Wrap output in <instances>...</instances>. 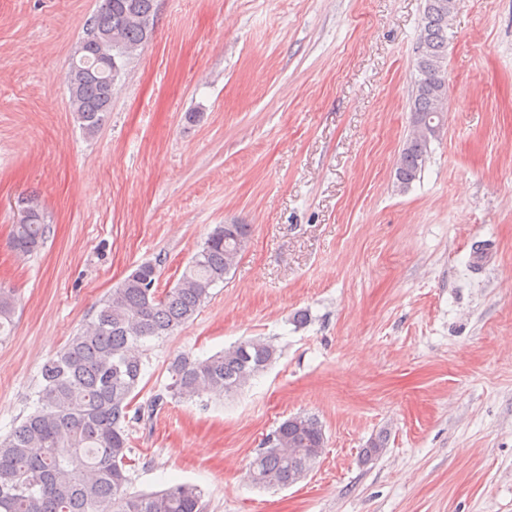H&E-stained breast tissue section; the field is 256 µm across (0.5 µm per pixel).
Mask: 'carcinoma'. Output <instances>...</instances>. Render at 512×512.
<instances>
[{"mask_svg":"<svg viewBox=\"0 0 512 512\" xmlns=\"http://www.w3.org/2000/svg\"><path fill=\"white\" fill-rule=\"evenodd\" d=\"M158 0H100L83 24V36L65 79L80 128L95 134L112 110L119 78L154 35ZM416 47L419 74L410 105L411 131L395 169L409 187L420 179L430 141L420 127L445 123L448 97V0H425ZM14 225V250L30 255L50 234L44 213L27 206ZM250 224H219L192 256L175 286L159 290L157 264L136 266L99 301L94 317L40 369L34 411L0 436V512H205L203 492L177 484L152 493H130V424L144 377L138 347L194 319L237 265ZM13 290L0 287V335L12 324ZM278 355L270 342L247 339L207 358L180 355L170 364L171 397L192 401L236 393L261 375ZM251 461L255 486L282 489L314 468L313 449L325 447L317 418L294 415L272 432Z\"/></svg>","mask_w":512,"mask_h":512,"instance_id":"carcinoma-1","label":"carcinoma"}]
</instances>
